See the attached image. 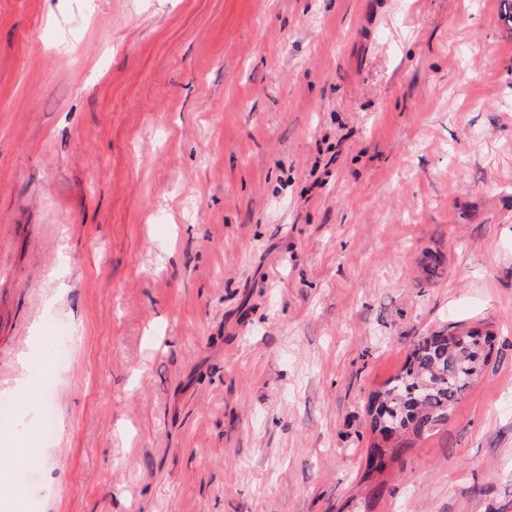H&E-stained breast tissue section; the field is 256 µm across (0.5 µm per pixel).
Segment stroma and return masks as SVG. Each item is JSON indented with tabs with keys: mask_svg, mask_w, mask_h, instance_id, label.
<instances>
[{
	"mask_svg": "<svg viewBox=\"0 0 512 512\" xmlns=\"http://www.w3.org/2000/svg\"><path fill=\"white\" fill-rule=\"evenodd\" d=\"M58 323L0 512H340L370 393L470 326L489 363L375 512H512L500 0H0V393Z\"/></svg>",
	"mask_w": 512,
	"mask_h": 512,
	"instance_id": "stroma-1",
	"label": "stroma"
}]
</instances>
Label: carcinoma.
<instances>
[{"mask_svg": "<svg viewBox=\"0 0 512 512\" xmlns=\"http://www.w3.org/2000/svg\"><path fill=\"white\" fill-rule=\"evenodd\" d=\"M450 332H433L415 343L400 372L368 398L371 441L362 480L399 460L416 441L448 421V411L480 377L493 352L489 333L459 345Z\"/></svg>", "mask_w": 512, "mask_h": 512, "instance_id": "cac0c4a2", "label": "carcinoma"}]
</instances>
